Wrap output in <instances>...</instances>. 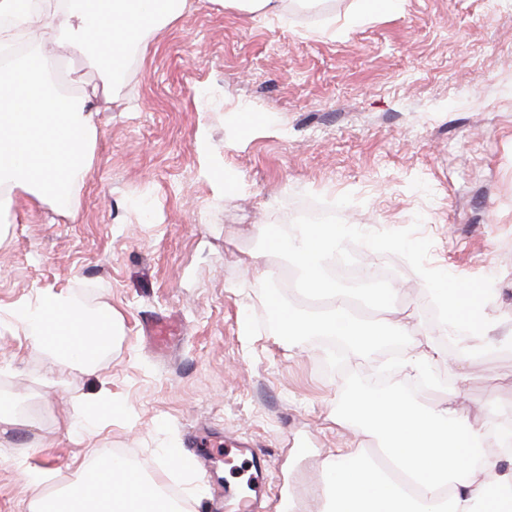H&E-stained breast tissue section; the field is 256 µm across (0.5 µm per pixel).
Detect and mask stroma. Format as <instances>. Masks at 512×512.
<instances>
[{"label":"stroma","instance_id":"stroma-1","mask_svg":"<svg viewBox=\"0 0 512 512\" xmlns=\"http://www.w3.org/2000/svg\"><path fill=\"white\" fill-rule=\"evenodd\" d=\"M358 0H285L263 17L197 0L153 32L127 67L123 109L100 103L96 160L78 220L17 195L0 222V395L27 425L0 439V512H27L26 468L50 472L74 457L121 454L212 512L224 470L221 442L267 453L266 495L289 512H319L323 459L352 440L338 428L356 381L426 409L454 399L477 418L495 399L512 424V0H396L358 18ZM255 128L239 127L240 115ZM327 209L357 280L339 288L394 289L392 307L440 347L443 291L481 289L492 340L475 342L465 379L431 366L417 383L398 352L335 355L315 339L281 336L242 260L292 267L269 250L263 225L288 235L287 215ZM396 247L373 251L375 242ZM48 292L83 308L109 305L124 332L94 373L35 348L6 319ZM172 324L181 342L154 352L141 322ZM109 390L124 415L86 418L82 400ZM206 429V470L164 462Z\"/></svg>","mask_w":512,"mask_h":512}]
</instances>
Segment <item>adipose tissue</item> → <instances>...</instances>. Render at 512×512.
<instances>
[{
    "label": "adipose tissue",
    "instance_id": "ef3b65f1",
    "mask_svg": "<svg viewBox=\"0 0 512 512\" xmlns=\"http://www.w3.org/2000/svg\"><path fill=\"white\" fill-rule=\"evenodd\" d=\"M192 8L193 0H0V216L20 193L78 216L79 186L96 159L97 101L111 99L128 58L146 53L152 31ZM46 32L94 70V83L79 94H59L45 70L31 67L37 51L13 60L20 41ZM338 239L329 225L292 241L272 235V247L288 252L305 272L308 293L328 301L320 312L280 307L282 335L298 344L308 336L339 334L358 353L405 335L383 304L375 318L339 326L351 299L323 275ZM10 318L35 346L88 372L120 324L112 307L88 311L63 293L21 304ZM348 414L366 424L380 453H365L356 440L327 456L322 512H512V430L500 425L495 402L475 424L450 399L421 412L398 395L360 390ZM490 436L498 446L489 452L484 443ZM99 467L106 473L103 486H88L86 474ZM24 476L31 489L27 512H187L114 455L79 463L57 494L46 493L45 471L29 468Z\"/></svg>",
    "mask_w": 512,
    "mask_h": 512
}]
</instances>
